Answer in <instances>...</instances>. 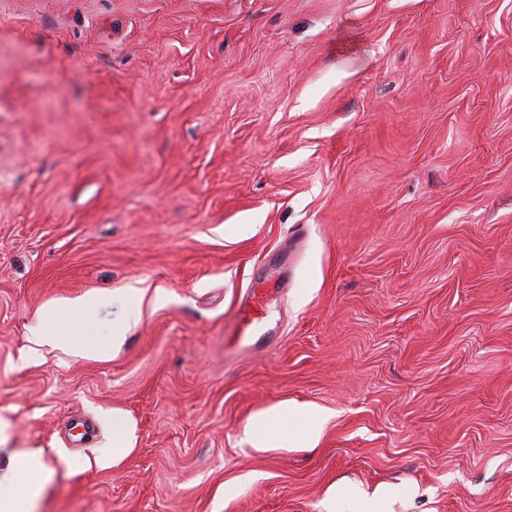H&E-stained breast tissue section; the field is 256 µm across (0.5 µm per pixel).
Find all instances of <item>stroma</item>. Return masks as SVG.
I'll return each mask as SVG.
<instances>
[{
  "label": "stroma",
  "instance_id": "1",
  "mask_svg": "<svg viewBox=\"0 0 512 512\" xmlns=\"http://www.w3.org/2000/svg\"><path fill=\"white\" fill-rule=\"evenodd\" d=\"M129 286L108 358L32 349L85 294L103 339ZM283 401L318 443L253 448ZM14 451L53 472L33 512H512V0H0L17 486ZM127 302L121 319L112 324L107 335L106 344L84 343L70 336L67 329L59 321L54 332H48V323L60 319L64 315L90 314L94 312L99 301L95 297L64 298L51 303L46 310L41 312L43 323L31 329L30 341L35 346L54 345L68 349L78 356L86 358H102L108 354L109 349H114L123 343L129 327L140 321V299L137 288H126L124 292Z\"/></svg>",
  "mask_w": 512,
  "mask_h": 512
}]
</instances>
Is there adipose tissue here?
Wrapping results in <instances>:
<instances>
[{"mask_svg": "<svg viewBox=\"0 0 512 512\" xmlns=\"http://www.w3.org/2000/svg\"><path fill=\"white\" fill-rule=\"evenodd\" d=\"M125 296L127 302L123 315L113 324L106 343L78 341L59 323L65 315L94 312L99 306L98 299L94 297L64 298L51 303L41 314V324L31 329V341L37 346L62 347L81 357H105L109 350L121 346L129 327L137 324L141 317L137 289H126ZM323 421L322 414L316 410L288 402L280 403L252 415L245 426V435L256 448L288 442L310 447L317 442ZM9 469L29 474L30 479L20 491L0 494V512H32L34 502L42 495L49 480L47 470L34 456L23 452L10 455Z\"/></svg>", "mask_w": 512, "mask_h": 512, "instance_id": "obj_1", "label": "adipose tissue"}]
</instances>
